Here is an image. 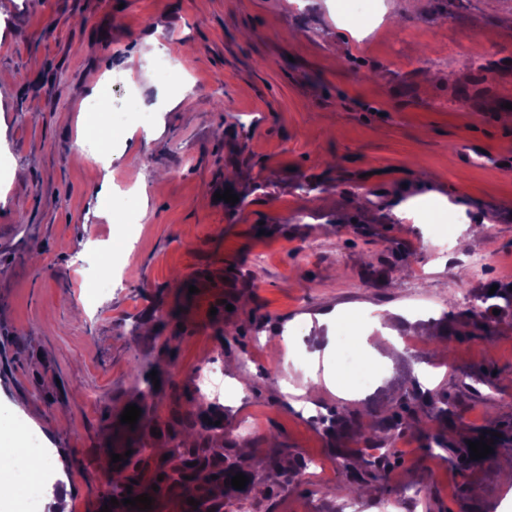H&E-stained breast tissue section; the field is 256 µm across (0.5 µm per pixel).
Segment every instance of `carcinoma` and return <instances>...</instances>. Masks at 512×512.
<instances>
[{
    "label": "carcinoma",
    "instance_id": "carcinoma-1",
    "mask_svg": "<svg viewBox=\"0 0 512 512\" xmlns=\"http://www.w3.org/2000/svg\"><path fill=\"white\" fill-rule=\"evenodd\" d=\"M474 299L485 305V310L482 311L475 306L469 309L468 321L463 323L465 327L487 328L488 321L491 320L489 313L495 310L512 316V287L508 285L498 286L492 295L489 294V288H483L474 295ZM454 416V404L448 394L424 390L416 382L412 388L404 390L399 395L388 414L376 426L361 431L359 437L369 448H386L391 445L394 434L415 430L424 437L426 447L453 453L457 463L464 468L478 464V461L470 459L467 444L469 440L478 441L483 435L485 442L492 443L494 448L512 446V428L507 427L477 428L469 438L459 441L448 438V424L453 422ZM359 417L358 411L345 408L321 418L320 424L324 435L331 440H336L350 429ZM424 417L438 423L435 432L427 433L420 428ZM222 421H224V413L219 410V406L202 400L198 404L197 412L175 415L170 428L175 433L179 428L184 430L198 426L209 436L224 431ZM494 432L500 433V436H492ZM153 455L154 451L151 448H135L132 454L122 458L120 463L111 464L108 497H114L119 501V505L113 507L115 512H131L133 507L125 506L121 501L144 492L153 498L161 495H177L187 503L185 512H201L200 508L188 504L190 498L202 504L209 502L212 512H221V507L227 504V500L239 494L238 490L228 485L232 477L237 473L251 477L249 466L243 458L238 455L229 457L228 449L222 445L214 446L210 439L206 438L201 443L175 445L169 452L167 462L161 463L150 479V484L157 485L158 490L155 491L149 487L143 492L138 482L141 481L142 471L149 466ZM397 463L398 459L391 451L376 458H358L352 466V480L343 486L336 487V493L356 495L377 480L380 473L390 470ZM160 475L163 476L161 481L158 480ZM129 486L132 487L130 492L127 491Z\"/></svg>",
    "mask_w": 512,
    "mask_h": 512
}]
</instances>
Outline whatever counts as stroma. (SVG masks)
Returning <instances> with one entry per match:
<instances>
[{
	"label": "stroma",
	"mask_w": 512,
	"mask_h": 512,
	"mask_svg": "<svg viewBox=\"0 0 512 512\" xmlns=\"http://www.w3.org/2000/svg\"><path fill=\"white\" fill-rule=\"evenodd\" d=\"M340 2L0 0V436L50 443L68 512L103 507L102 448L167 447L130 433L126 406L161 427L217 378L226 437L251 446L244 512H512V447L462 471L408 432L353 499L333 490L365 445L319 426L348 407L371 427L415 379L461 431L512 420V317L446 357L424 336L370 390L309 391L339 354L312 357L319 312L395 309L423 336L512 283V0H375L367 24ZM94 100L122 123L84 130ZM472 140L487 160L463 159ZM296 456L307 468L274 481Z\"/></svg>",
	"instance_id": "1"
}]
</instances>
